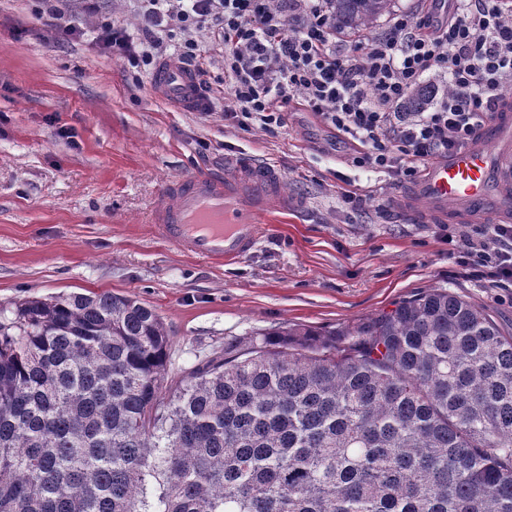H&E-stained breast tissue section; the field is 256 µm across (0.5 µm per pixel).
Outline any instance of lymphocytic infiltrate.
<instances>
[{
	"label": "lymphocytic infiltrate",
	"instance_id": "lymphocytic-infiltrate-1",
	"mask_svg": "<svg viewBox=\"0 0 512 512\" xmlns=\"http://www.w3.org/2000/svg\"><path fill=\"white\" fill-rule=\"evenodd\" d=\"M39 0L50 26L83 37L82 19L97 16L93 40L105 54L146 73L174 61L190 70L202 96L231 102L241 126L282 124L288 106L314 113L357 146L353 166L387 173L395 183L478 137L504 92L512 89V20L506 0H450L432 11L395 17L384 34L356 49L336 41L328 0H134L139 28L99 13V0ZM221 62L224 79L213 82ZM446 80L423 112H407L409 92L424 78ZM460 265L494 287L512 285V225L475 224L448 235Z\"/></svg>",
	"mask_w": 512,
	"mask_h": 512
}]
</instances>
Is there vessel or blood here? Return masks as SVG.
I'll return each instance as SVG.
<instances>
[{
	"label": "vessel or blood",
	"instance_id": "1",
	"mask_svg": "<svg viewBox=\"0 0 512 512\" xmlns=\"http://www.w3.org/2000/svg\"><path fill=\"white\" fill-rule=\"evenodd\" d=\"M158 94L180 108L205 109L192 75L163 64L153 76ZM512 101L495 113L478 138L457 153L430 161L400 199V210L414 224L465 220L470 210L504 214L512 210ZM281 173L248 156L224 160V175L208 172L172 179L152 216L159 234L202 258L234 261L258 243L274 213L298 210Z\"/></svg>",
	"mask_w": 512,
	"mask_h": 512
}]
</instances>
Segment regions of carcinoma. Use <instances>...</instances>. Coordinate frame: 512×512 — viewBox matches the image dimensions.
<instances>
[{"instance_id":"carcinoma-1","label":"carcinoma","mask_w":512,"mask_h":512,"mask_svg":"<svg viewBox=\"0 0 512 512\" xmlns=\"http://www.w3.org/2000/svg\"><path fill=\"white\" fill-rule=\"evenodd\" d=\"M392 2L329 8L359 34ZM170 351L109 292L0 322V512H512V336L448 288L228 341L168 391Z\"/></svg>"}]
</instances>
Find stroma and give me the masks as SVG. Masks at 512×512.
<instances>
[{
  "mask_svg": "<svg viewBox=\"0 0 512 512\" xmlns=\"http://www.w3.org/2000/svg\"><path fill=\"white\" fill-rule=\"evenodd\" d=\"M36 0H0V321L18 303L78 291L136 299L171 337L168 378L225 341L294 324L331 329L447 288L512 336V288H492L448 252L444 224H410L342 204L344 182L400 189L353 167L349 144L313 114L244 128L227 100L187 112L159 97L127 62L90 38L48 31ZM239 153L277 167L297 214L271 218L257 246L232 263L182 252L151 214L166 183L223 174Z\"/></svg>",
  "mask_w": 512,
  "mask_h": 512,
  "instance_id": "stroma-1",
  "label": "stroma"
}]
</instances>
